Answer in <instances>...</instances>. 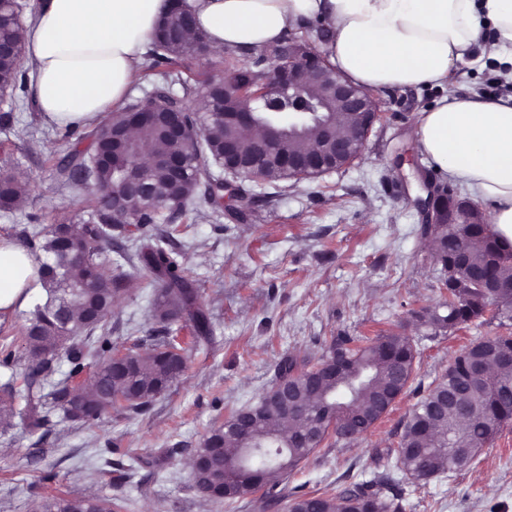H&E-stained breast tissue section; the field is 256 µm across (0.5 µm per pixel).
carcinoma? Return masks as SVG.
Here are the masks:
<instances>
[{
    "label": "carcinoma",
    "instance_id": "obj_1",
    "mask_svg": "<svg viewBox=\"0 0 512 512\" xmlns=\"http://www.w3.org/2000/svg\"><path fill=\"white\" fill-rule=\"evenodd\" d=\"M22 24L12 18L11 7L0 12V39L11 43L12 50L0 56V94L25 90L28 80L25 50L20 38ZM269 48L254 49L240 60L237 51L224 49L223 87L205 81L202 89L211 112L198 127L205 153L197 157V174L174 187L170 170L162 165L146 168L143 176L150 185L153 199L144 201L127 193L124 171L128 156L119 145L102 143L101 134L130 121L135 104L108 113L100 123L82 130L66 129L77 142L90 140L92 153L105 147L106 162L98 165L91 181L96 187L91 216L82 227V240L74 244L60 233L61 225L51 224L33 232L37 241H29L27 253L39 262L38 283L42 293L36 297L27 323L21 330L25 342H39V354L28 360L21 378L10 376L0 388V426L7 429L15 416L28 427L36 428L46 413L60 410L69 418V382L90 360L102 367L95 376L91 411L81 417L94 421L103 413L118 415L140 413L178 378L174 367H186L189 352L207 340L211 321L193 288L189 270L180 255L166 247L158 237L140 256L155 273V317L163 326L182 322L188 335L165 336L148 351L123 353L130 371L121 372L110 364L118 351L112 349L110 329L115 299L127 287L122 276L110 277L98 271L99 255L112 245V227L132 221L136 230L147 234L155 224H165L167 210L178 205L177 216L187 210L204 209L212 214L224 211V177L210 173L206 161L216 162L224 155V143L236 144L234 163L252 181L277 184L303 178L302 172L289 168L284 159L303 152L317 151L326 159L336 158L333 132L336 126L354 130L360 115L337 112L335 107L307 121L296 134L284 135L274 147H266L256 138L238 135L224 113L234 110L237 91L262 77V61ZM193 58L190 42L166 40L157 33L146 54L141 74L153 79L155 87H182L184 94L196 87L183 78L182 67ZM137 139L146 143L153 154L175 159L185 151L183 144L164 127L138 128ZM85 165L84 153L74 150L59 175L73 178V171ZM206 175L210 187L200 191L198 174ZM26 194V184L8 172L0 173V210H12ZM127 199L128 213L112 215L110 198ZM468 224H432L422 228L431 239L434 258L441 271L456 263L452 280L443 282L446 294L421 314L424 322L436 330H453L483 317L487 305L495 302L493 317L501 325L512 322V245L484 221L477 208L470 209ZM69 300L68 318L59 322L63 299ZM103 306L100 319L90 325L82 309L88 304ZM71 364L68 373L55 378L60 356ZM343 367L336 378L323 383L314 396L308 378L323 371L336 358ZM415 349L406 336L389 333L372 339L336 336L321 354L302 361L293 356L281 360L278 377L296 387L291 405L273 396L263 395L252 407L256 411L252 429L243 437L233 430L237 413L212 429L198 451L207 452L224 445V453L212 457L209 469L193 475L194 482L212 487L213 502L233 503L259 495L275 497L282 478L319 448L334 429L336 436L347 429L359 435L371 431L389 411L407 387L413 373ZM487 366L485 380L474 383L470 370ZM466 411L467 425L459 423V413ZM512 421V336L484 337L462 348L435 386L407 417L396 450V467L410 483L428 482L445 472L463 470L452 463L453 456L478 450L490 441L500 427ZM388 480L373 477L339 490L334 495L316 494L294 499L293 512H398L388 495ZM44 512H112V505L102 499L52 496L46 499Z\"/></svg>",
    "mask_w": 512,
    "mask_h": 512
}]
</instances>
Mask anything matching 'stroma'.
<instances>
[{
	"instance_id": "obj_1",
	"label": "stroma",
	"mask_w": 512,
	"mask_h": 512,
	"mask_svg": "<svg viewBox=\"0 0 512 512\" xmlns=\"http://www.w3.org/2000/svg\"><path fill=\"white\" fill-rule=\"evenodd\" d=\"M458 94L512 96V64L474 51L457 62ZM437 86L376 91L384 114L361 154L313 179L251 185L247 220L179 218L165 225L171 246L191 270L212 334L193 350L184 376L143 413L103 414L94 424L49 414L30 431L0 432V512H37L47 497L100 498L112 512H288L292 499L333 494L369 478L395 474L394 449L413 406L465 345L504 334L490 317L452 331H434L416 316L440 299L441 267L420 233L421 178L447 182L420 151L417 123L441 97ZM11 130L0 128V163L23 175V206L0 213V236L25 246V228L80 223L91 183H61L58 166L76 139L45 122L33 88L17 93ZM101 260L108 274L137 273L111 319L119 350L149 349L163 334L153 312V276L141 242L119 236ZM395 332L417 356L404 392L363 437L328 438L279 485L270 505L247 498L234 506L205 499L189 460L209 431L232 411L255 404L277 363L317 355L335 336ZM400 512H512V424L503 426L460 472L428 483L400 482Z\"/></svg>"
}]
</instances>
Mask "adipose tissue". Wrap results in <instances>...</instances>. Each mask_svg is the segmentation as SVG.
Returning <instances> with one entry per match:
<instances>
[{
    "mask_svg": "<svg viewBox=\"0 0 512 512\" xmlns=\"http://www.w3.org/2000/svg\"><path fill=\"white\" fill-rule=\"evenodd\" d=\"M171 0H41L20 32L36 70L46 122L89 123L119 110ZM214 51L254 49L289 29L319 22L321 49L351 83L367 90L434 85L444 96L418 117V141L437 168L492 205V223L512 243V97L461 96L449 79L480 44L512 63V0H181ZM36 276L14 242L0 238V312L23 304Z\"/></svg>",
    "mask_w": 512,
    "mask_h": 512,
    "instance_id": "ef3b65f1",
    "label": "adipose tissue"
}]
</instances>
